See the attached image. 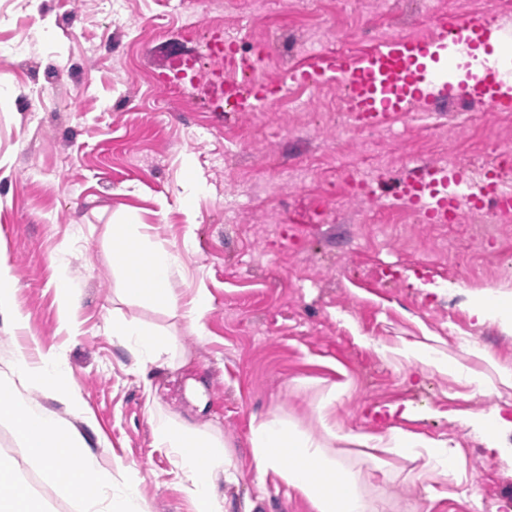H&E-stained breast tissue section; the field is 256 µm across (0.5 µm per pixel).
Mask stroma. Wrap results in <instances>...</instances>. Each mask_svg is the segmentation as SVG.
Wrapping results in <instances>:
<instances>
[{"label": "stroma", "mask_w": 512, "mask_h": 512, "mask_svg": "<svg viewBox=\"0 0 512 512\" xmlns=\"http://www.w3.org/2000/svg\"><path fill=\"white\" fill-rule=\"evenodd\" d=\"M227 2L230 33L279 25L273 48L287 69L301 61L289 43L318 56L328 40L353 43L375 22L388 34L417 35L439 12L436 0ZM126 14L143 19L140 38L113 20L110 0H0V43L40 32L23 54L0 51V259L27 318L22 330L0 320V381L13 382L18 350L59 358L80 412L40 388L17 391L79 432L92 467L114 487L137 483L133 512H196L173 454L152 445L159 413L217 427L231 444L239 475L218 485L224 512H313L286 482L257 473L248 437L271 411L317 430L320 393L341 382L350 385L336 405L345 432L400 428L465 455L460 485L414 479L418 463L403 459L382 479L358 445H340L380 512H492L490 497L512 501V431L498 435L494 451L484 434L485 418L512 411V385L474 358L479 391L455 371L419 372L405 357L433 349L458 361L454 339L469 336L512 369V325L476 316L489 296L512 311V223L501 240L472 246L466 224L379 221L413 166L437 163L445 149L486 164L487 147L512 145V125L467 103L357 129L339 112L332 82L295 122L275 99L262 112L213 111L216 91L203 81L184 107L154 77L202 43L183 40L182 19L165 0H127ZM106 43L110 51L89 53ZM437 126L452 131L445 144L431 138ZM379 152L403 160L371 170V200L333 198L337 174ZM116 224L146 225L153 242L178 254L181 304L201 288L212 298L206 335L182 315L122 297L111 261ZM451 241L460 245L445 264L454 287L415 274L435 268L437 248ZM379 263L391 276L376 277ZM62 274L78 290L77 336L59 321ZM116 317L171 336L174 366L141 372L112 336ZM0 457L16 463L44 512H78L63 490L67 467L49 478L5 423Z\"/></svg>", "instance_id": "1"}]
</instances>
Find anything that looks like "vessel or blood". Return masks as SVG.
<instances>
[{"label": "vessel or blood", "mask_w": 512, "mask_h": 512, "mask_svg": "<svg viewBox=\"0 0 512 512\" xmlns=\"http://www.w3.org/2000/svg\"><path fill=\"white\" fill-rule=\"evenodd\" d=\"M429 37L393 35L357 56L338 55L316 71L318 80L339 82L350 104L355 125L378 128L409 112L432 111L437 99L465 98L501 112H512V60L497 56L504 32L489 16L433 18ZM249 62L253 76L247 87H224L229 112L263 111L272 93L287 85L268 86ZM406 204L427 224L453 223L462 205L481 207L493 202L498 211L512 212V182L498 169L475 183L458 167L420 165L400 192Z\"/></svg>", "instance_id": "1"}]
</instances>
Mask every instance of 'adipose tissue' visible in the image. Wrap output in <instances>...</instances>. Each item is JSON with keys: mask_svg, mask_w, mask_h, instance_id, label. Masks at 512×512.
I'll return each mask as SVG.
<instances>
[{"mask_svg": "<svg viewBox=\"0 0 512 512\" xmlns=\"http://www.w3.org/2000/svg\"><path fill=\"white\" fill-rule=\"evenodd\" d=\"M176 252L156 245L137 224L112 227V269L122 283L123 297L142 305L179 310L180 300L171 286L178 268ZM112 333L141 365L154 364L172 345L169 336L146 329L135 321L116 320ZM13 370L20 381L41 387L72 410H80L79 397L65 384L60 361L49 357L32 364L25 351H18ZM344 384L327 388L315 411L321 436L299 429L279 413L272 412L254 423L248 438L252 460L261 474H275L300 493L313 512H378L376 502L359 487L353 467L330 454L331 444L355 443L366 448V461L373 471L388 476L391 461L401 458L419 462L423 478H454L461 482L467 474L460 449L447 443L394 429L384 434L354 436L336 421V403L347 392ZM11 425L22 448L47 469L67 462L72 474L68 493L80 501L84 512H127V504L138 496L136 484H126L121 494H113L108 478L91 474L85 442L58 418L37 411L19 400L14 387L0 384V423ZM153 445L170 449L177 466L191 486L197 512H223L224 501L214 481L237 480L233 457L211 433L178 420L155 417ZM0 512H41L39 503L18 481L13 464L0 460Z\"/></svg>", "mask_w": 512, "mask_h": 512, "instance_id": "ef3b65f1", "label": "adipose tissue"}]
</instances>
